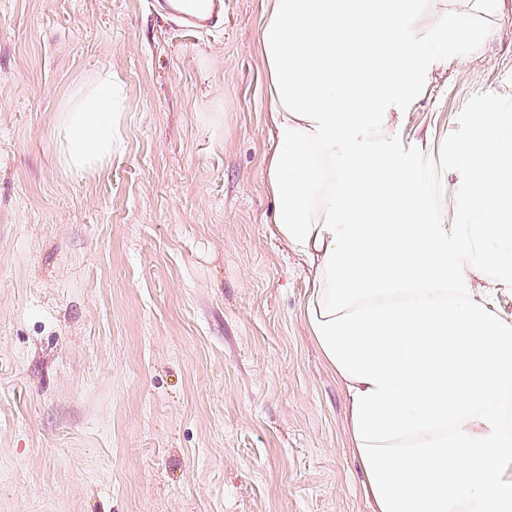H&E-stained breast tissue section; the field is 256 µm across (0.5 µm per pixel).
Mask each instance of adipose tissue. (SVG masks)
<instances>
[{
  "instance_id": "adipose-tissue-1",
  "label": "adipose tissue",
  "mask_w": 512,
  "mask_h": 512,
  "mask_svg": "<svg viewBox=\"0 0 512 512\" xmlns=\"http://www.w3.org/2000/svg\"><path fill=\"white\" fill-rule=\"evenodd\" d=\"M267 0L259 49L276 144L275 227L312 271L307 317L350 396L373 512H512V113L484 112L454 158L457 217L432 220L390 117L450 42L485 31L445 0ZM107 72L76 88L60 163L81 175L122 147ZM493 140L482 148V140Z\"/></svg>"
}]
</instances>
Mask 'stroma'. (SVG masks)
I'll list each match as a JSON object with an SVG mask.
<instances>
[{"label": "stroma", "mask_w": 512, "mask_h": 512, "mask_svg": "<svg viewBox=\"0 0 512 512\" xmlns=\"http://www.w3.org/2000/svg\"><path fill=\"white\" fill-rule=\"evenodd\" d=\"M458 7L488 37L394 124L443 223L454 146L512 108V11ZM264 8L186 41L148 0H0V512H372L274 231ZM104 71L123 146L74 178L60 109Z\"/></svg>", "instance_id": "1"}]
</instances>
